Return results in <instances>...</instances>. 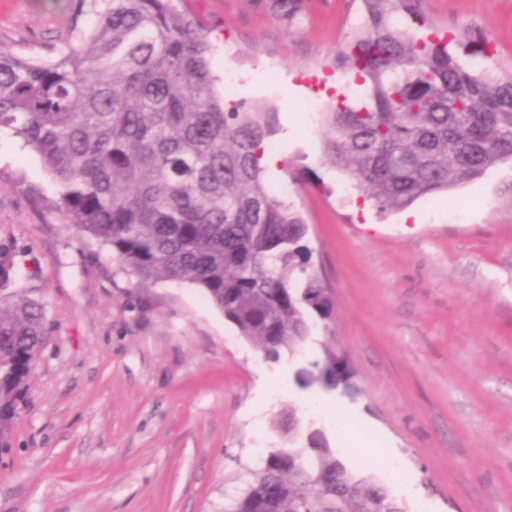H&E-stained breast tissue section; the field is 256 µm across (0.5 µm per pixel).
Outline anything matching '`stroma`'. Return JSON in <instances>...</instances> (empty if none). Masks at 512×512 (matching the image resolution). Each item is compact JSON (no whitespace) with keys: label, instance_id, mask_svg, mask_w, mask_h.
<instances>
[{"label":"stroma","instance_id":"stroma-1","mask_svg":"<svg viewBox=\"0 0 512 512\" xmlns=\"http://www.w3.org/2000/svg\"><path fill=\"white\" fill-rule=\"evenodd\" d=\"M175 0L234 70L237 101L275 107L270 187L309 227L336 311L305 356L332 344L355 386L298 393L297 360H266L188 283L143 282L54 212L50 175L0 133V259L28 276L47 334L8 449L0 512H224L269 452L280 410L325 431L346 465L409 512H512V162L378 216L322 162L324 127L305 106L351 86L331 62L359 0ZM443 31L478 33L512 73V0H425ZM70 0H0V44L47 57Z\"/></svg>","mask_w":512,"mask_h":512}]
</instances>
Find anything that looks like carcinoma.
Here are the masks:
<instances>
[{"label":"carcinoma","mask_w":512,"mask_h":512,"mask_svg":"<svg viewBox=\"0 0 512 512\" xmlns=\"http://www.w3.org/2000/svg\"><path fill=\"white\" fill-rule=\"evenodd\" d=\"M424 0H361L336 69L358 91L322 113L324 159L381 214L483 177L512 159V76L475 70L485 39L432 27ZM55 57L0 46V129L42 161L55 208L141 281L204 291L270 361L295 357L335 303L313 270L304 218L265 180L277 112L227 101L212 45L173 0H72ZM81 18L94 23L78 25ZM45 342L25 289L0 307V448ZM349 358L325 345L294 372L301 392L352 389ZM225 512H408L356 476L324 431L288 406V447Z\"/></svg>","instance_id":"obj_1"}]
</instances>
